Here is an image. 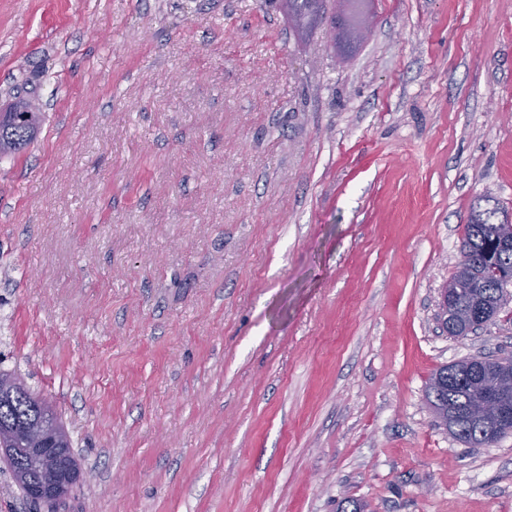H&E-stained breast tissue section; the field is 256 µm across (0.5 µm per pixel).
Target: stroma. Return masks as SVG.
Masks as SVG:
<instances>
[{
  "instance_id": "35a3bbf8",
  "label": "stroma",
  "mask_w": 512,
  "mask_h": 512,
  "mask_svg": "<svg viewBox=\"0 0 512 512\" xmlns=\"http://www.w3.org/2000/svg\"><path fill=\"white\" fill-rule=\"evenodd\" d=\"M297 37L280 0H0V368L80 468L0 512H512V432L424 392L512 358L438 301L470 207L512 213V0H366ZM28 99H19L10 112L0 114V155L19 152L29 145L41 124V112L34 105L27 104ZM24 102L27 112H18L19 103Z\"/></svg>"
}]
</instances>
